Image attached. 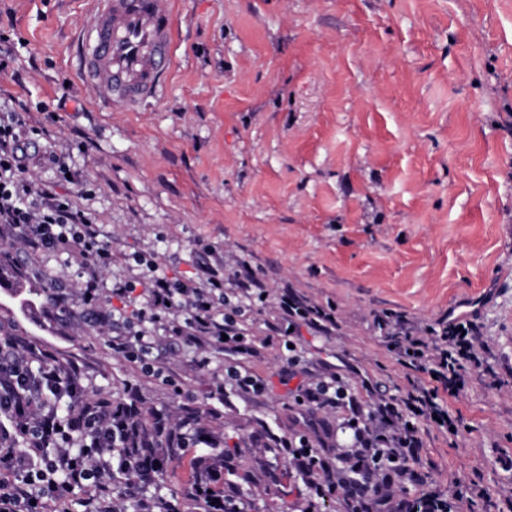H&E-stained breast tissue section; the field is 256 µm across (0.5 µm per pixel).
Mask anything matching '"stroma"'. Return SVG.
Segmentation results:
<instances>
[{
	"label": "stroma",
	"instance_id": "stroma-1",
	"mask_svg": "<svg viewBox=\"0 0 512 512\" xmlns=\"http://www.w3.org/2000/svg\"><path fill=\"white\" fill-rule=\"evenodd\" d=\"M173 62L158 98L112 105L83 77L79 35L92 0H0L14 41L0 70V113L47 138L27 177L56 181L100 224L115 260L100 268L101 305L124 255L147 253L187 281L204 258L247 262L333 310L331 337L303 331L318 361L366 372L401 396L410 370L373 328L399 315L429 326L476 319L489 348L447 398L458 435L427 428L419 473L434 488L477 482L466 512L512 497V0H170ZM62 155L60 179L46 151ZM77 253H32L0 224V338L79 365L85 396L135 399L235 455L225 482L250 512H306L300 483L274 450L300 433L282 343L256 334L263 393L222 384L224 357L160 343L163 376L113 353L86 320ZM59 281L71 313L47 297Z\"/></svg>",
	"mask_w": 512,
	"mask_h": 512
}]
</instances>
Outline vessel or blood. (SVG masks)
Here are the masks:
<instances>
[{
  "label": "vessel or blood",
  "instance_id": "1",
  "mask_svg": "<svg viewBox=\"0 0 512 512\" xmlns=\"http://www.w3.org/2000/svg\"><path fill=\"white\" fill-rule=\"evenodd\" d=\"M81 37L83 75L114 105L154 98L173 60L175 14L168 0H95Z\"/></svg>",
  "mask_w": 512,
  "mask_h": 512
}]
</instances>
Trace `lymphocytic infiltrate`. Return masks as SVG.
<instances>
[{
    "instance_id": "obj_1",
    "label": "lymphocytic infiltrate",
    "mask_w": 512,
    "mask_h": 512,
    "mask_svg": "<svg viewBox=\"0 0 512 512\" xmlns=\"http://www.w3.org/2000/svg\"><path fill=\"white\" fill-rule=\"evenodd\" d=\"M35 134L15 113L0 114V223L13 225L34 251L77 252L92 264H111L112 251L85 211L62 200L53 186L24 178ZM196 267V278L185 282L147 263L142 306L120 322L100 310L97 277L89 275L81 290L83 306L104 326H118L113 352L138 363L147 375L157 370L152 352L162 338L204 352L235 354V362L224 367V381L243 394L264 389L244 364L257 352L244 328L253 302L270 304L273 315L264 325L271 336H295L303 327L328 336L336 329L331 312L290 286L270 289L254 274L225 273L220 262L200 261ZM375 324L384 332L402 329L389 348L399 364L421 373V380L406 395L379 394L366 406L358 387L335 367L325 366L315 380L297 387L295 400L308 415L345 410L342 427L348 442L328 452L303 433L284 441L275 455L302 483L312 505L333 496L342 501L344 512H463L471 497L461 484L445 491L423 487L410 497L395 495L391 488L415 473L421 422L445 433L456 426L439 394L464 389L468 370L482 366L478 326L443 319L416 329L405 320L382 317ZM65 397L76 407V418L59 416L57 405ZM137 412L131 404L87 401L78 366L61 369L50 353L1 340L0 512H117L115 476H124L132 493L156 472L142 449L120 445ZM180 439L198 451L191 461L189 496L198 512H248L242 493L224 487L231 456L199 450L195 431L182 432Z\"/></svg>"
}]
</instances>
